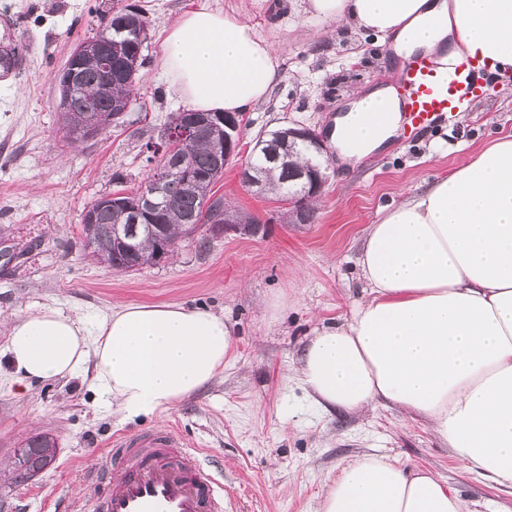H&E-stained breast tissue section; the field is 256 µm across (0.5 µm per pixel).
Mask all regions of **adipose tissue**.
<instances>
[{
  "label": "adipose tissue",
  "mask_w": 512,
  "mask_h": 512,
  "mask_svg": "<svg viewBox=\"0 0 512 512\" xmlns=\"http://www.w3.org/2000/svg\"><path fill=\"white\" fill-rule=\"evenodd\" d=\"M397 55L449 54L485 73L512 71V0H302ZM164 72L196 112L237 113L283 75L245 8L184 11L166 30ZM393 87L357 90L333 137L349 165L402 130ZM358 266L368 288L352 318L304 347L294 377L323 409L377 405L426 418L465 471L512 487V138L462 159L366 229ZM5 357L23 387L91 374L100 407L151 418L207 386L234 356L223 316L129 304L96 319L55 308L13 317ZM318 512H463L438 475L365 455L327 484Z\"/></svg>",
  "instance_id": "obj_1"
}]
</instances>
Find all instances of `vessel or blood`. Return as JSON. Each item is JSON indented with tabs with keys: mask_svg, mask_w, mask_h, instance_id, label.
<instances>
[{
	"mask_svg": "<svg viewBox=\"0 0 512 512\" xmlns=\"http://www.w3.org/2000/svg\"><path fill=\"white\" fill-rule=\"evenodd\" d=\"M483 81L473 65L443 66L426 56L404 60L397 84L405 130L419 133L446 121ZM111 447L112 471L120 476L86 472L87 512H224L222 482L176 427L117 434Z\"/></svg>",
	"mask_w": 512,
	"mask_h": 512,
	"instance_id": "obj_1",
	"label": "vessel or blood"
}]
</instances>
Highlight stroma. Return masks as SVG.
<instances>
[{"label": "stroma", "instance_id": "obj_1", "mask_svg": "<svg viewBox=\"0 0 512 512\" xmlns=\"http://www.w3.org/2000/svg\"><path fill=\"white\" fill-rule=\"evenodd\" d=\"M142 9L149 22L136 102L122 126L72 145L56 109V79L73 46L91 37L112 5ZM239 0H0L27 48L22 65L0 79V237L32 243L17 259L0 257V349L7 321L54 307L101 315L120 304H180L224 316L236 354L204 389L172 411L136 422L100 408L83 378L22 387L0 368V512H86L82 471L110 461L118 433L178 424L224 483L227 512H318L327 477L379 454L432 470L464 512H512V489L467 473L433 438L426 420L394 407L359 414L318 407L292 369L307 340L349 320L365 298L356 265L365 228L382 207L450 173L465 154L512 137V74L493 80L467 112L414 138L399 136L354 167L336 165L308 224L283 218L289 205L257 195L241 181L258 133L299 124L330 139L338 109L355 89L380 86L396 57L375 37L343 23L303 16L299 0L273 13L248 0V19L279 52L284 75L271 97L243 114L239 153L215 188L260 234L229 233L209 248L183 240L158 264L119 272L88 257L81 217L101 196L137 190L157 139L183 105L161 70L163 31L186 9L237 7ZM47 433L53 463L25 483L14 480L15 450Z\"/></svg>", "mask_w": 512, "mask_h": 512}]
</instances>
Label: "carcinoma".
<instances>
[{"label": "carcinoma", "instance_id": "cac0c4a2", "mask_svg": "<svg viewBox=\"0 0 512 512\" xmlns=\"http://www.w3.org/2000/svg\"><path fill=\"white\" fill-rule=\"evenodd\" d=\"M138 20L132 21L123 7H111L100 21L92 40L104 44L112 55V69L122 68L125 61L136 54L147 37L148 17L137 11ZM13 47V55L0 56V72L15 70L21 64L25 46L18 43L11 31H0V44ZM73 86L68 107L70 111L94 117L102 112H112L121 105L132 102L137 79L114 80L100 64L95 52L85 55L72 76ZM224 134L203 130L179 150L160 160L159 168L177 166L189 172L173 177L161 184L158 208L151 212V220L139 223L138 234L130 237L126 227L134 220V210L140 205L136 195L127 194L103 204L91 203L95 223L83 225L84 249L89 255L123 272L137 271L145 265L159 262L173 251L181 239H197L199 246H206L213 236L209 222L213 209L224 205V197L215 195L214 184L222 177L218 160L226 153ZM307 153L301 142L287 143L279 138V131H269L256 137L242 171L258 183V191H270L277 200L292 202L289 209L291 223L297 214H305L306 222L314 218V209L307 200L314 197L304 185L294 179L302 169L295 158ZM27 447L37 448L35 456L19 463L15 481L24 482L30 473L56 455V445L47 435L34 436Z\"/></svg>", "mask_w": 512, "mask_h": 512}]
</instances>
